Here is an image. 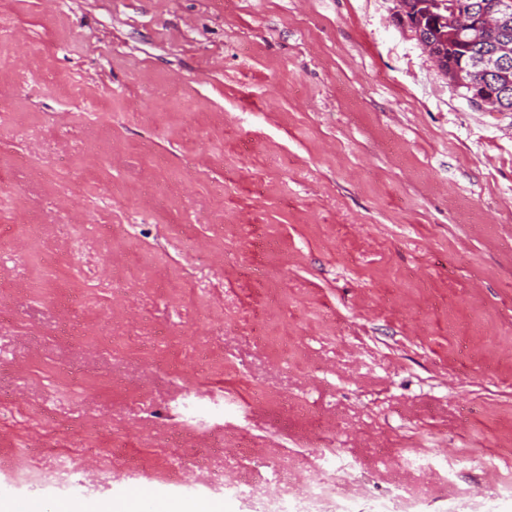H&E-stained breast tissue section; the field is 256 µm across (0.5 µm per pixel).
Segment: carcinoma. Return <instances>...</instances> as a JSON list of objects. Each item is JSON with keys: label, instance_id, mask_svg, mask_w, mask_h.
<instances>
[{"label": "carcinoma", "instance_id": "carcinoma-1", "mask_svg": "<svg viewBox=\"0 0 512 512\" xmlns=\"http://www.w3.org/2000/svg\"><path fill=\"white\" fill-rule=\"evenodd\" d=\"M455 4L472 9L477 19L496 8V0H409V10L401 16V22L419 35V41L443 55L448 69L504 42L512 44V15L492 27L480 25L461 33L448 24V9Z\"/></svg>", "mask_w": 512, "mask_h": 512}]
</instances>
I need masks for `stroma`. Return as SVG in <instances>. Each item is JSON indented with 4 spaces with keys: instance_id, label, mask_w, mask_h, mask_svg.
<instances>
[{
    "instance_id": "1",
    "label": "stroma",
    "mask_w": 512,
    "mask_h": 512,
    "mask_svg": "<svg viewBox=\"0 0 512 512\" xmlns=\"http://www.w3.org/2000/svg\"><path fill=\"white\" fill-rule=\"evenodd\" d=\"M398 10L0 0V459L79 442L54 503L246 512L165 480L201 459L512 512V114ZM407 448L472 460L452 489ZM452 84L464 96L471 109L479 112H502L495 94L488 89L462 79H454Z\"/></svg>"
}]
</instances>
